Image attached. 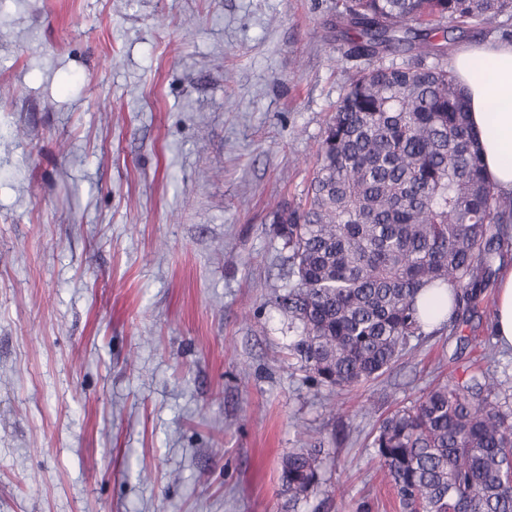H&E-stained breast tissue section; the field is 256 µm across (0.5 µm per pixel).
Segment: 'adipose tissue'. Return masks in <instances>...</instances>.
Returning a JSON list of instances; mask_svg holds the SVG:
<instances>
[{
    "label": "adipose tissue",
    "mask_w": 512,
    "mask_h": 512,
    "mask_svg": "<svg viewBox=\"0 0 512 512\" xmlns=\"http://www.w3.org/2000/svg\"><path fill=\"white\" fill-rule=\"evenodd\" d=\"M452 69L468 100L485 176L499 193L512 195V43L468 44ZM492 332L500 346L512 348V267L499 278Z\"/></svg>",
    "instance_id": "ef3b65f1"
}]
</instances>
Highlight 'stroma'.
<instances>
[{"label": "stroma", "mask_w": 512, "mask_h": 512, "mask_svg": "<svg viewBox=\"0 0 512 512\" xmlns=\"http://www.w3.org/2000/svg\"><path fill=\"white\" fill-rule=\"evenodd\" d=\"M334 0H0V512H397L369 444L491 368L497 289L334 396L288 365L273 222L354 70ZM341 413H333V403ZM299 448L289 453L281 461V480L288 492V510L302 512L300 509L311 497L317 495L324 483V463L329 453L325 448Z\"/></svg>", "instance_id": "1"}]
</instances>
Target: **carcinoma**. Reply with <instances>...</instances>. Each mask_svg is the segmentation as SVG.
Wrapping results in <instances>:
<instances>
[{
  "mask_svg": "<svg viewBox=\"0 0 512 512\" xmlns=\"http://www.w3.org/2000/svg\"><path fill=\"white\" fill-rule=\"evenodd\" d=\"M512 0H336L346 61L305 203L274 215L288 249V352L336 393L381 376L411 341L454 333L512 238V195L486 181L456 76L441 62L471 28L498 29ZM456 287L435 327L416 306ZM495 370L438 383L382 419L371 442L401 512H512V397ZM325 449L281 461L288 509L324 483Z\"/></svg>",
  "mask_w": 512,
  "mask_h": 512,
  "instance_id": "1",
  "label": "carcinoma"
}]
</instances>
